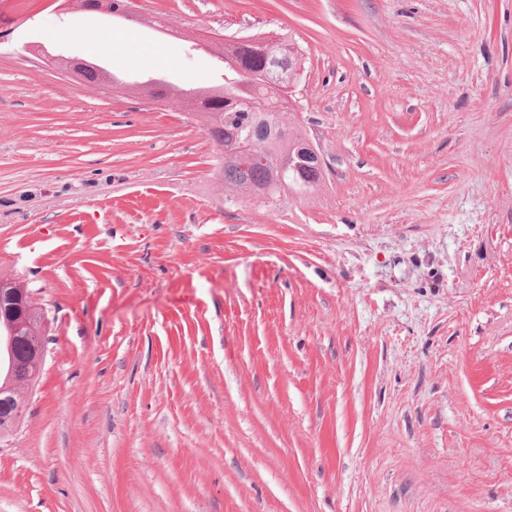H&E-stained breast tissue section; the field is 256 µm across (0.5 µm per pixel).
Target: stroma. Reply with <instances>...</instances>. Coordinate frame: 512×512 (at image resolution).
Here are the masks:
<instances>
[{"label":"stroma","mask_w":512,"mask_h":512,"mask_svg":"<svg viewBox=\"0 0 512 512\" xmlns=\"http://www.w3.org/2000/svg\"><path fill=\"white\" fill-rule=\"evenodd\" d=\"M214 31L304 49L306 199L150 96ZM1 276L50 341L0 512H512V0H0Z\"/></svg>","instance_id":"stroma-1"}]
</instances>
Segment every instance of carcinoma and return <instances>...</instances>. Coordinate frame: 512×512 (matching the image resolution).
Listing matches in <instances>:
<instances>
[{"label": "carcinoma", "instance_id": "obj_1", "mask_svg": "<svg viewBox=\"0 0 512 512\" xmlns=\"http://www.w3.org/2000/svg\"><path fill=\"white\" fill-rule=\"evenodd\" d=\"M224 69L234 72L246 70L250 76L220 89L206 90L196 95L204 108L193 112L203 122V129L220 153L224 164L218 178L224 183V200L258 197L274 207L281 196L304 197L319 187L324 174L309 168L307 156L300 148L308 139L295 119L289 98L276 97L264 80V71L276 60L293 71L303 65L297 47L283 37L273 47L261 43L224 46L219 52ZM264 100L268 112H254L248 104ZM258 136L268 162L249 163L229 150ZM27 285L11 278H0V331L4 321L13 318V299L21 296L19 289ZM24 331L30 341L14 345L13 357H8L0 344V442L13 437L22 422L27 392L43 368V333L47 332L44 309L27 301Z\"/></svg>", "mask_w": 512, "mask_h": 512}]
</instances>
